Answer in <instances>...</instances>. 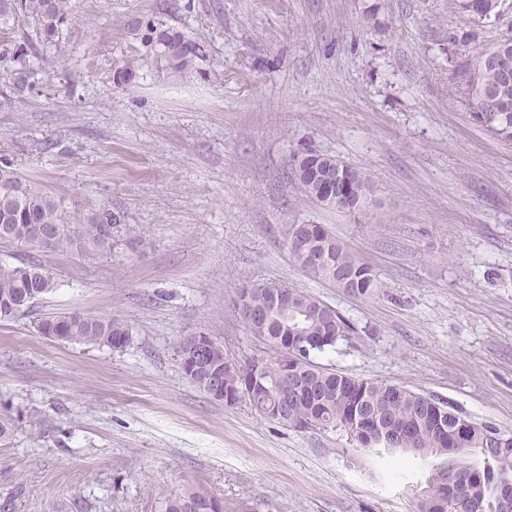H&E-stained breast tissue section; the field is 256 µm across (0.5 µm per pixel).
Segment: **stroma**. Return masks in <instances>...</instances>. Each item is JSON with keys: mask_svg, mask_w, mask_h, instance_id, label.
<instances>
[{"mask_svg": "<svg viewBox=\"0 0 512 512\" xmlns=\"http://www.w3.org/2000/svg\"><path fill=\"white\" fill-rule=\"evenodd\" d=\"M24 101L0 98V157L69 210L108 205L130 229L111 254L0 244L55 290L0 321V512H163L194 490L223 512H418L429 461L374 456L338 431L300 432L209 399L173 346L203 330L264 356L232 301L246 281L301 288L354 329L317 363L440 398L512 432V147L451 100L460 60L512 36V0L475 27L451 0H72ZM201 48L185 74L142 64L130 18ZM476 40L463 42L469 32ZM140 64L128 86L116 69ZM371 180L344 214L291 178L304 149ZM322 224L379 272L363 297L291 256ZM78 311L133 328L119 350L42 336Z\"/></svg>", "mask_w": 512, "mask_h": 512, "instance_id": "stroma-1", "label": "stroma"}]
</instances>
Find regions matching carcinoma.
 <instances>
[{"mask_svg": "<svg viewBox=\"0 0 512 512\" xmlns=\"http://www.w3.org/2000/svg\"><path fill=\"white\" fill-rule=\"evenodd\" d=\"M459 13L475 22L500 10V0H453ZM71 0H0V68L9 79V94L20 95L31 86V59L35 44L51 46L61 26L72 19ZM31 19L36 25V42L16 39L5 24ZM130 34L146 49L145 60L161 72L178 75L192 67L199 46L185 33L159 19H131ZM452 95L470 107L469 117L488 135L512 145V38H504L473 61L454 62ZM490 94L498 99L496 111L484 112L481 99ZM345 178L354 201L350 210L324 200L323 191L336 186V176ZM302 193L338 212L354 213L371 202V182L361 170L332 157L306 151L297 158L292 171ZM0 219L11 230L0 233L1 243H15L51 251L79 249L92 255L112 253L115 233L123 227L121 216L108 206L71 212L35 181L21 175L15 165L0 159ZM47 228L48 242L35 234ZM288 248L294 260L305 266V255L319 253L325 260L310 274L339 284L346 278L360 296H371L383 287L377 271L358 260L321 224H297ZM53 274L41 264L0 262V320L11 319L29 309L41 296L54 290ZM273 285L247 281L239 292L255 311V318L243 324L254 337L268 345L280 337L283 324L299 325L308 336V350L288 354V362L271 360L253 386L247 407L267 419L278 413L282 398L289 395L288 413L279 424L296 431H340L350 443L365 449L388 447L389 432L401 433L397 448L421 458H439L427 479L419 512H500L497 490L505 480L512 481V435L509 446L491 444V435L500 430L478 424L433 396L404 386L363 379L344 371H328L314 357L348 339L352 327L327 304L310 293L287 287L288 309L270 302ZM38 332L56 341L91 344L122 349L132 341V328L117 319L95 317L79 312L45 316L37 323ZM196 357L190 336L174 344L185 378L215 401L233 395L251 377L241 368L224 365V346L214 339ZM218 500L196 492L165 500L164 512H218Z\"/></svg>", "mask_w": 512, "mask_h": 512, "instance_id": "1", "label": "carcinoma"}]
</instances>
